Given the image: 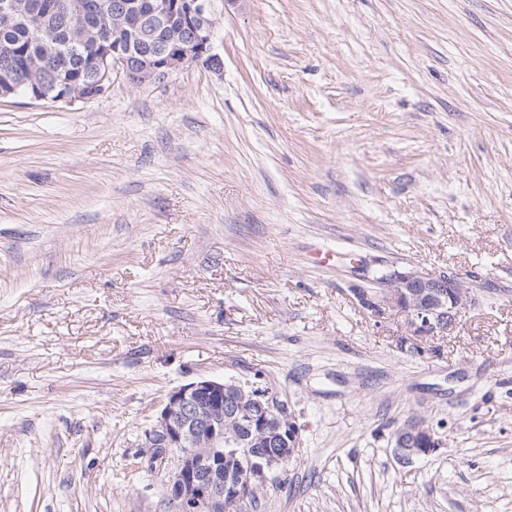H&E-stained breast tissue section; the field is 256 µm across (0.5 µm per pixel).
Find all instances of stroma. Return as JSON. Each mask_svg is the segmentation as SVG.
<instances>
[{"label":"stroma","instance_id":"1","mask_svg":"<svg viewBox=\"0 0 512 512\" xmlns=\"http://www.w3.org/2000/svg\"><path fill=\"white\" fill-rule=\"evenodd\" d=\"M215 43L0 99V512H179L130 463L200 378L301 429L245 512H512V0H238ZM381 265L478 303L413 336ZM410 419L444 446L403 463Z\"/></svg>","mask_w":512,"mask_h":512}]
</instances>
